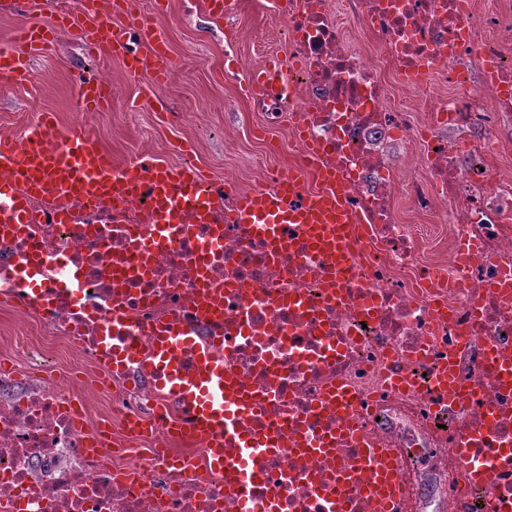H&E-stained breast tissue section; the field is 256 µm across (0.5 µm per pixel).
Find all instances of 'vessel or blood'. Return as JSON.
<instances>
[{
	"label": "vessel or blood",
	"instance_id": "vessel-or-blood-1",
	"mask_svg": "<svg viewBox=\"0 0 512 512\" xmlns=\"http://www.w3.org/2000/svg\"><path fill=\"white\" fill-rule=\"evenodd\" d=\"M58 24L76 30L89 52L117 55L126 50L128 28H138L143 52L133 58L130 68L138 72L149 69L150 84L167 80L174 58L166 33L156 19L134 14L131 0H86L82 17L59 16ZM50 26H25L19 31L17 46L0 51V79L18 83L28 74L29 59L47 48L53 40ZM288 74L278 59H270L248 79L250 89L263 94L288 91ZM84 109L98 111L108 104L110 91L96 78L81 79L76 88ZM55 126L50 117L31 124L25 140L0 137V170L8 171L14 188L0 190V222L21 224L25 221L23 194L64 199L73 196L119 199L148 193L153 208L163 219H171L181 209L205 215L211 196L202 183L201 170L160 163H130L115 166L98 140L84 131L72 132L64 145L54 141ZM326 189L308 198L302 205L288 203L298 187L292 178L274 190H258L240 200L243 223L257 225L260 231L269 226L306 224L311 234L331 255L337 267L350 262L348 242L356 216L344 204V191L333 175H325ZM156 353L146 359L134 341H127L121 354L136 363L156 384L173 395L195 419L191 427L198 437L208 440L214 466H222L220 450L225 438L239 435L240 416L229 406L232 388L224 375V364L217 360L213 347L197 345L193 336L181 331L153 337ZM195 350L197 367L185 374L180 358L184 351ZM355 476L365 478L376 502V512H397L401 489L393 477L396 460L377 448L361 449L354 462Z\"/></svg>",
	"mask_w": 512,
	"mask_h": 512
}]
</instances>
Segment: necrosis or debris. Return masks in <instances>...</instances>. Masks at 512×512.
I'll return each mask as SVG.
<instances>
[{
    "label": "necrosis or debris",
    "instance_id": "4bbe7bcc",
    "mask_svg": "<svg viewBox=\"0 0 512 512\" xmlns=\"http://www.w3.org/2000/svg\"><path fill=\"white\" fill-rule=\"evenodd\" d=\"M346 11L344 27L336 0H274L293 90L256 106L362 217L351 269L302 229L274 244L242 223L247 188L230 174L210 187L204 224L186 213L159 228L145 194L61 211L31 196V223H0V303L45 330L15 337L0 370V512H241L245 500L251 512H374L347 475L364 444L395 457L403 512H512V191L487 123L512 111V60L487 40L512 29L475 0H347ZM438 81L454 95L430 122L388 104L391 84L425 93ZM457 127L476 142L447 137ZM392 143L423 144L426 170L392 160ZM471 154L478 169H462ZM399 194L447 225V260L421 261ZM168 328L219 342L246 404L240 432L268 445L248 462L247 498L191 434L151 427L159 391L103 349ZM58 341L87 359L96 397L35 371L37 348ZM446 366L465 386L449 403L433 392ZM340 388L344 407L328 400ZM132 416L147 427L129 431ZM105 427L111 447L90 453ZM470 468L492 469L494 484Z\"/></svg>",
    "mask_w": 512,
    "mask_h": 512
}]
</instances>
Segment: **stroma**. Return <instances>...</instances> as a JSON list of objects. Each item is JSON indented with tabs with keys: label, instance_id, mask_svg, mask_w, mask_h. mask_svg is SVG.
Here are the masks:
<instances>
[{
	"label": "stroma",
	"instance_id": "35a3bbf8",
	"mask_svg": "<svg viewBox=\"0 0 512 512\" xmlns=\"http://www.w3.org/2000/svg\"><path fill=\"white\" fill-rule=\"evenodd\" d=\"M56 14L55 0H37L22 15L0 14V49L15 46L18 27L46 25ZM164 26L181 68L166 85L147 89L129 75L122 58L99 60L71 36L30 61L27 80L0 82V131L21 139L44 112L57 129L93 134L113 161L142 158L171 166L191 163L208 179L233 173L243 184L257 182L262 168L284 169L294 157L287 126L263 129V115L224 78L226 59H243L246 69L283 53L285 33L258 0H230L226 17L211 14L206 0H167ZM97 74L112 91L103 111L77 112L76 80ZM394 208L419 237L423 257L448 256V231L431 217L415 214L405 197Z\"/></svg>",
	"mask_w": 512,
	"mask_h": 512
}]
</instances>
